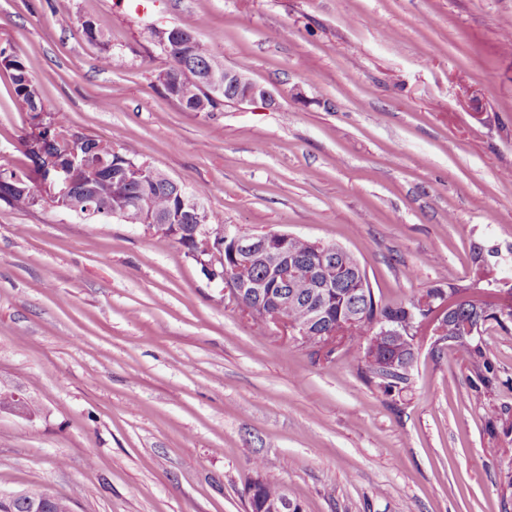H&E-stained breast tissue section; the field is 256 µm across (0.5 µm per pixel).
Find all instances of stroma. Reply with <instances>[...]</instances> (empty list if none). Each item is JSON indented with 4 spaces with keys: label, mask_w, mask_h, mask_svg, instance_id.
<instances>
[{
    "label": "stroma",
    "mask_w": 512,
    "mask_h": 512,
    "mask_svg": "<svg viewBox=\"0 0 512 512\" xmlns=\"http://www.w3.org/2000/svg\"><path fill=\"white\" fill-rule=\"evenodd\" d=\"M93 21L105 40H87ZM180 27L270 91L191 112L156 81L147 27ZM48 109L200 197L244 234L349 251L375 295L451 285L512 305V0H0V45ZM27 115L0 67V157ZM492 270L476 280V264ZM503 385L418 338L408 386L312 360L170 236L0 203V493L75 512H247L255 475L302 512H512V331ZM58 494L49 488H44L39 491H20L8 494H0V499H6L10 502L19 501L24 504L27 512H44L46 503Z\"/></svg>",
    "instance_id": "stroma-1"
}]
</instances>
